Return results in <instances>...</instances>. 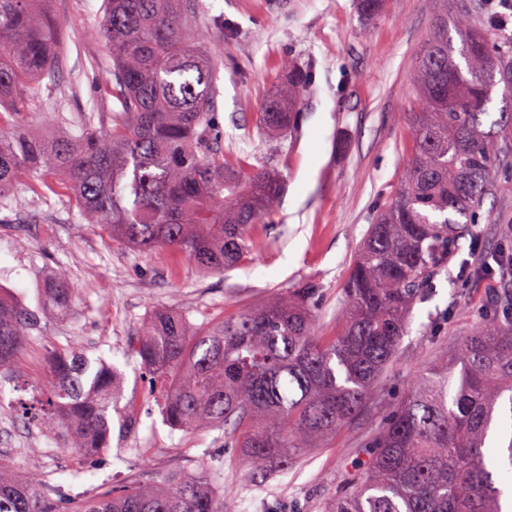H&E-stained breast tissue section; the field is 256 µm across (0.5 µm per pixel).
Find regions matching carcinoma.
Instances as JSON below:
<instances>
[{"label": "carcinoma", "mask_w": 512, "mask_h": 512, "mask_svg": "<svg viewBox=\"0 0 512 512\" xmlns=\"http://www.w3.org/2000/svg\"><path fill=\"white\" fill-rule=\"evenodd\" d=\"M53 0H0V205L22 181L66 198L79 219L142 253L176 252L198 271H222L254 248L249 229L267 220L284 192L282 176L224 157L214 121L213 77L221 61L198 47L194 0H105L91 36L108 50L116 109L80 112L65 137L32 128V101L65 64ZM439 5L434 30L415 61L409 113L411 152L404 181L376 215L343 288L339 327L314 333L319 288L296 285L252 311L196 325L154 311L131 340L143 368L164 389L173 430L218 431L267 477L354 427L377 396L384 372L425 299L469 238L493 190L501 132L512 130V57L492 54L490 33L472 24L482 0ZM310 84L287 61L265 98L263 129H295ZM502 106L495 110L496 95ZM459 273L495 272L503 288L482 304L474 329L443 347L414 375L382 427L356 455L327 512H504L496 472L512 473V230ZM77 298L66 270L42 288L33 310L0 289V389L18 377L19 352ZM53 380L40 401L43 428L63 449L98 453L112 435L120 373L69 345L47 349ZM210 458L198 472L159 483L131 480L110 495L81 500L76 512H224ZM61 492L34 462L23 480L0 453V512H55Z\"/></svg>", "instance_id": "carcinoma-1"}]
</instances>
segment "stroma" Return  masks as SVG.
Segmentation results:
<instances>
[{
	"mask_svg": "<svg viewBox=\"0 0 512 512\" xmlns=\"http://www.w3.org/2000/svg\"><path fill=\"white\" fill-rule=\"evenodd\" d=\"M360 0H199L198 25L207 52L223 58L215 82V122L224 153L254 168L277 169L285 181L279 211L254 225L253 251L224 272L202 275L179 255H145L104 231L77 222L48 188L23 182L17 207L0 223V286L36 305L57 269H66L78 298L23 350L24 388L0 393V435L11 434L10 458L18 476L30 452L54 471L63 487L59 512H73L86 497L108 494L132 478L159 482L173 473H195L203 453L216 457L224 483V512H323L348 474L356 445L389 414L418 370L439 357L444 338L475 323L456 311L460 292L482 297L499 286L492 275L478 283L457 277L450 266L415 305L397 361L383 375L379 399L358 424L327 447L289 462L275 479L253 477L241 449L224 447L216 432L186 434L164 424L162 394L150 390L140 360L128 345L153 309L188 315L191 322L220 319L283 296L298 283L316 284L313 312L319 335L333 334L351 262L375 214L400 188L411 134L416 53L434 26L431 0H385L365 20ZM104 0H55L65 29L67 65L52 95L65 116L109 111L108 73L96 64L103 51L90 38L103 20ZM292 59L311 69L298 128L268 136L259 124L260 105ZM495 184L480 213L481 250L493 254L498 228L512 224V133L503 137ZM70 343L91 362L115 366L134 418L112 417L107 451H63L37 420L17 423L15 410L44 389L50 373L45 350Z\"/></svg>",
	"mask_w": 512,
	"mask_h": 512,
	"instance_id": "35a3bbf8",
	"label": "stroma"
}]
</instances>
